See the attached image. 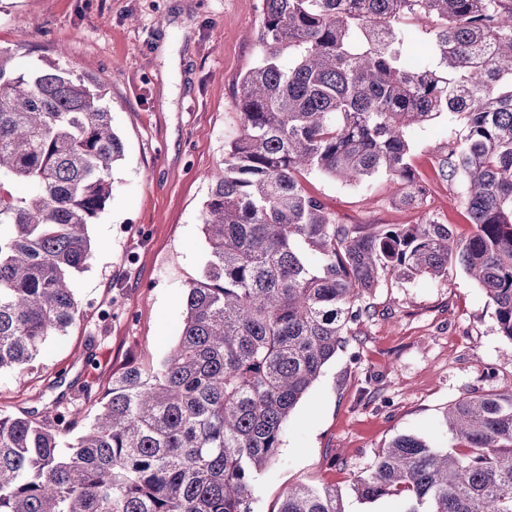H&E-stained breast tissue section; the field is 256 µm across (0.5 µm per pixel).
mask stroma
I'll return each mask as SVG.
<instances>
[{
  "instance_id": "obj_1",
  "label": "stroma",
  "mask_w": 512,
  "mask_h": 512,
  "mask_svg": "<svg viewBox=\"0 0 512 512\" xmlns=\"http://www.w3.org/2000/svg\"><path fill=\"white\" fill-rule=\"evenodd\" d=\"M262 16L263 0H0V49L26 66L66 46L68 68L104 85L124 144L112 196L89 227L93 256L74 278L81 316L25 372H0V412L102 389L129 362L158 364L174 347L206 260L208 176L239 131L236 82L260 60ZM463 133L445 117L412 132L413 163L430 184L420 210L398 206L383 177L345 185L313 173L308 187L342 224H411L425 213L468 237L462 178L434 173L437 141ZM370 303L375 317L289 417L279 459L256 477L253 512H277L302 483L336 487L346 512H397L393 498L354 491L379 450L405 434L452 446L449 405L512 387V341L462 268L383 283Z\"/></svg>"
}]
</instances>
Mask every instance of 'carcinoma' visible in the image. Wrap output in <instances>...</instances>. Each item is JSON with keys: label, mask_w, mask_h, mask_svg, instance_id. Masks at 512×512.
<instances>
[{"label": "carcinoma", "mask_w": 512, "mask_h": 512, "mask_svg": "<svg viewBox=\"0 0 512 512\" xmlns=\"http://www.w3.org/2000/svg\"><path fill=\"white\" fill-rule=\"evenodd\" d=\"M424 21L428 58L412 66ZM258 42L174 349L112 373L84 414L61 400L0 413V512H252L284 423L389 277L461 266L512 342V0H263ZM56 55L22 70L0 50V371L25 369L80 315L73 276L124 155L101 84ZM444 114L466 135L439 144L438 175L465 180L470 238L431 217L339 224L307 190L312 172L383 175L420 208L410 132ZM443 420L455 446L400 435L357 495L399 496L401 512H512V388ZM278 512L346 510L338 490L300 485Z\"/></svg>", "instance_id": "carcinoma-1"}]
</instances>
